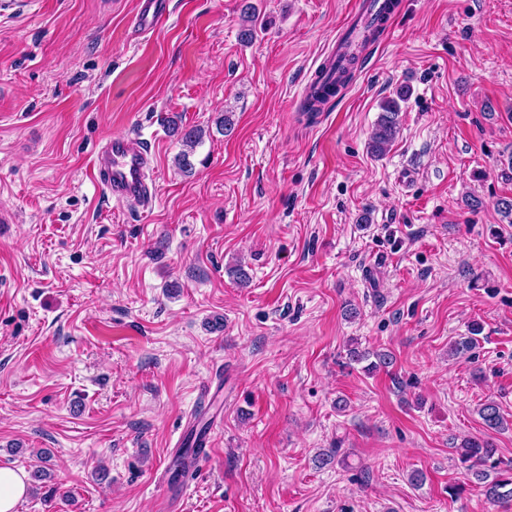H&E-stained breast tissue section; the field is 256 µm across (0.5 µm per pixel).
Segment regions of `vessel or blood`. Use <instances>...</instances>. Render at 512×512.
I'll return each mask as SVG.
<instances>
[{
    "mask_svg": "<svg viewBox=\"0 0 512 512\" xmlns=\"http://www.w3.org/2000/svg\"><path fill=\"white\" fill-rule=\"evenodd\" d=\"M394 8L393 0H355L346 26L337 32L332 50L314 69L313 79L335 81L340 67L370 43L374 29L390 21ZM168 13L169 0H140L134 24L138 29L152 30ZM91 177L119 203L143 201L153 193L147 150L123 136L106 139L92 161Z\"/></svg>",
    "mask_w": 512,
    "mask_h": 512,
    "instance_id": "1",
    "label": "vessel or blood"
}]
</instances>
